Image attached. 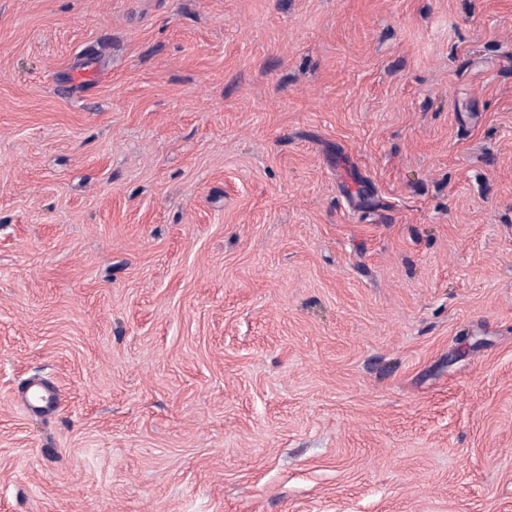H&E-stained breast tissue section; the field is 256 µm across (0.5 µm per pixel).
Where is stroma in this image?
Returning <instances> with one entry per match:
<instances>
[{"label": "stroma", "instance_id": "stroma-1", "mask_svg": "<svg viewBox=\"0 0 512 512\" xmlns=\"http://www.w3.org/2000/svg\"><path fill=\"white\" fill-rule=\"evenodd\" d=\"M0 512H512V0H0ZM22 398L28 411L48 417L55 412L58 393L42 382H32L23 391Z\"/></svg>", "mask_w": 512, "mask_h": 512}]
</instances>
